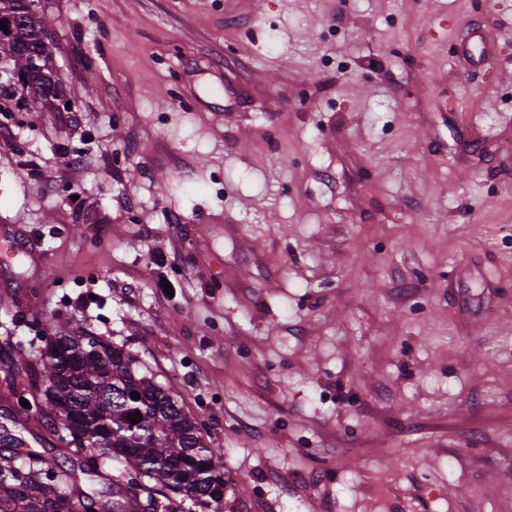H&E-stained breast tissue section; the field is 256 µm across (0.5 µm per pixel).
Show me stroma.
Instances as JSON below:
<instances>
[{
    "label": "stroma",
    "mask_w": 512,
    "mask_h": 512,
    "mask_svg": "<svg viewBox=\"0 0 512 512\" xmlns=\"http://www.w3.org/2000/svg\"><path fill=\"white\" fill-rule=\"evenodd\" d=\"M37 4L75 104L0 116V405L64 325L224 512H512V0Z\"/></svg>",
    "instance_id": "obj_1"
}]
</instances>
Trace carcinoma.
<instances>
[{
    "label": "carcinoma",
    "instance_id": "cac0c4a2",
    "mask_svg": "<svg viewBox=\"0 0 512 512\" xmlns=\"http://www.w3.org/2000/svg\"><path fill=\"white\" fill-rule=\"evenodd\" d=\"M1 20L0 99L37 112L71 98L48 78L54 70H29L34 55L53 65L36 11L0 0ZM22 372L29 382H12L11 396L29 406L0 409V512H224L223 449L136 355L100 336L64 334L48 340L39 365L14 369ZM22 417L46 423L66 464L11 433Z\"/></svg>",
    "mask_w": 512,
    "mask_h": 512
}]
</instances>
